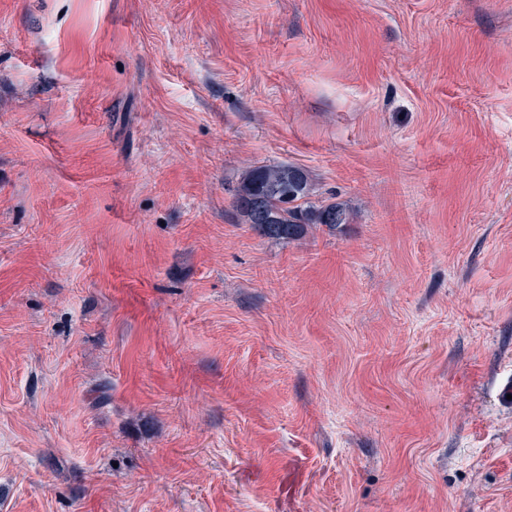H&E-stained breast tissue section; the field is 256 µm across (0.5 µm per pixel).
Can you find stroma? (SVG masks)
Returning <instances> with one entry per match:
<instances>
[{
	"mask_svg": "<svg viewBox=\"0 0 512 512\" xmlns=\"http://www.w3.org/2000/svg\"><path fill=\"white\" fill-rule=\"evenodd\" d=\"M0 512H512V0H0ZM310 195L311 185L302 168L262 164L244 176L235 203L246 224L276 240H298L312 226L332 232L349 224V213L342 204L315 205L308 200Z\"/></svg>",
	"mask_w": 512,
	"mask_h": 512,
	"instance_id": "stroma-1",
	"label": "stroma"
}]
</instances>
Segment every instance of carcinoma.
Wrapping results in <instances>:
<instances>
[{
    "instance_id": "1",
    "label": "carcinoma",
    "mask_w": 512,
    "mask_h": 512,
    "mask_svg": "<svg viewBox=\"0 0 512 512\" xmlns=\"http://www.w3.org/2000/svg\"><path fill=\"white\" fill-rule=\"evenodd\" d=\"M310 195L311 185L302 168L262 164L244 176L235 203L246 223L276 240L295 241L313 226H324L332 232L349 223L343 205H315L309 201Z\"/></svg>"
}]
</instances>
